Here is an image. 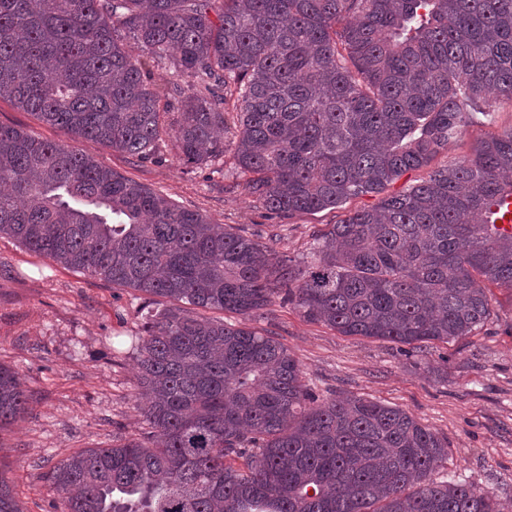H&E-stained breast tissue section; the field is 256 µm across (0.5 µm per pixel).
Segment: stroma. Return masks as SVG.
<instances>
[{"label":"stroma","mask_w":512,"mask_h":512,"mask_svg":"<svg viewBox=\"0 0 512 512\" xmlns=\"http://www.w3.org/2000/svg\"><path fill=\"white\" fill-rule=\"evenodd\" d=\"M0 124L74 145L121 175L162 191L179 205L256 238L281 236L279 252L310 259L313 236L343 218L341 209L275 219L249 197L245 177L225 156L186 165L174 138L153 159L138 160L39 122L0 100ZM512 129V101L493 121L478 118L434 160L443 167L469 155L482 139ZM147 298L115 288L0 237V363L29 396L22 419L0 432V477L22 512H57L45 476L84 448L107 447L141 432L140 385L133 337L143 335ZM492 314L475 334L411 348L388 340L344 336L303 318L273 298L253 327L278 338L306 384L324 396H361L399 407L448 440V460L435 480L468 482L494 492L512 512V291L491 290Z\"/></svg>","instance_id":"35a3bbf8"}]
</instances>
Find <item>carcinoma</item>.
Returning <instances> with one entry per match:
<instances>
[{
  "label": "carcinoma",
  "mask_w": 512,
  "mask_h": 512,
  "mask_svg": "<svg viewBox=\"0 0 512 512\" xmlns=\"http://www.w3.org/2000/svg\"><path fill=\"white\" fill-rule=\"evenodd\" d=\"M125 29L172 71L158 85ZM512 101V0H0V99L77 138L147 159L224 155L262 207L350 211L306 268L92 156L0 124V235L172 306L135 337L141 437L47 475L61 512H503L432 475L448 440L407 411L318 399L277 338L246 319L277 294L345 336L413 346L482 328L512 290V129L404 190L473 121ZM177 110L175 123L169 122ZM28 396L0 365V429ZM0 512H22L0 479Z\"/></svg>",
  "instance_id": "1"
}]
</instances>
